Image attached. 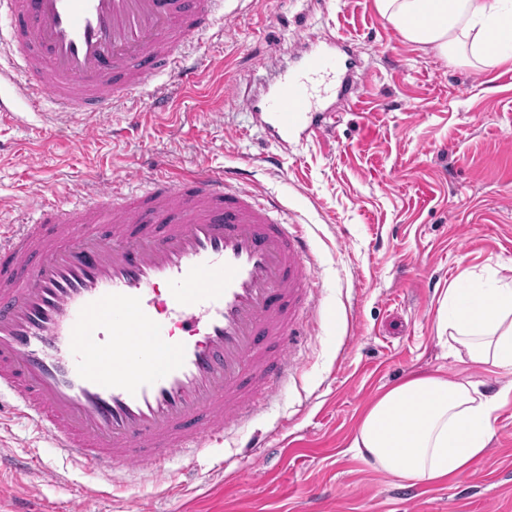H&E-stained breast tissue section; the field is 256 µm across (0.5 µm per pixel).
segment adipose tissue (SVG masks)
<instances>
[{
  "instance_id": "1",
  "label": "adipose tissue",
  "mask_w": 512,
  "mask_h": 512,
  "mask_svg": "<svg viewBox=\"0 0 512 512\" xmlns=\"http://www.w3.org/2000/svg\"><path fill=\"white\" fill-rule=\"evenodd\" d=\"M374 6L405 41L448 63L485 70L512 65V0H374ZM438 329L459 361L512 372V279L493 272L452 283ZM503 397L471 380L415 376L364 413L350 449L401 480H447L480 459Z\"/></svg>"
}]
</instances>
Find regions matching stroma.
<instances>
[{
	"instance_id": "stroma-1",
	"label": "stroma",
	"mask_w": 512,
	"mask_h": 512,
	"mask_svg": "<svg viewBox=\"0 0 512 512\" xmlns=\"http://www.w3.org/2000/svg\"><path fill=\"white\" fill-rule=\"evenodd\" d=\"M192 60L199 82L165 112L137 121L126 103L84 132L16 101L0 120V220L32 211V180L58 196L140 168L147 153L182 170L253 167L243 187L277 197L304 225L318 321L293 358L281 398L223 446L176 458L161 483L98 496L100 476L65 456L27 419L0 421V512H512V402L496 413L481 458L440 484L372 471L349 446L372 399L417 374L512 385V372L457 361L437 330L445 289L462 276L512 270V67L452 65L407 43L374 0H227ZM344 40L352 97L328 102L322 126L281 149L243 97L280 70ZM36 153L35 167L24 160ZM262 454H243L254 440ZM37 449L43 464L11 462Z\"/></svg>"
}]
</instances>
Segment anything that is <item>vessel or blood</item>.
Masks as SVG:
<instances>
[{
	"label": "vessel or blood",
	"mask_w": 512,
	"mask_h": 512,
	"mask_svg": "<svg viewBox=\"0 0 512 512\" xmlns=\"http://www.w3.org/2000/svg\"><path fill=\"white\" fill-rule=\"evenodd\" d=\"M224 0H0V87L85 130L120 100L165 111ZM335 45L244 107L281 146L352 91ZM157 156L111 186L0 225V397L53 447L110 477L159 480L279 397L316 317L310 245L237 171L174 177Z\"/></svg>",
	"instance_id": "b4317fda"
}]
</instances>
